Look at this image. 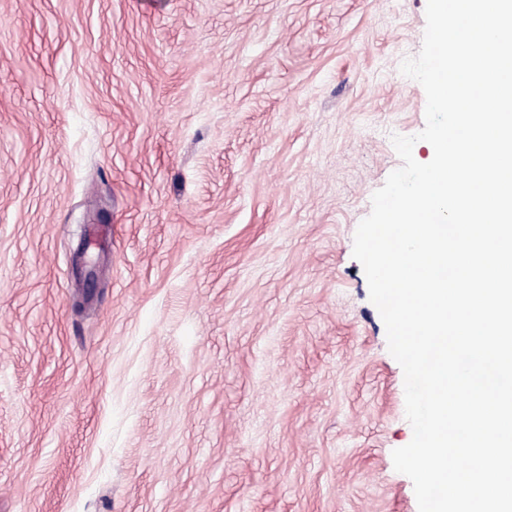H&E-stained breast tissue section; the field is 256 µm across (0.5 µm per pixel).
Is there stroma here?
Segmentation results:
<instances>
[{
  "instance_id": "obj_1",
  "label": "stroma",
  "mask_w": 512,
  "mask_h": 512,
  "mask_svg": "<svg viewBox=\"0 0 512 512\" xmlns=\"http://www.w3.org/2000/svg\"><path fill=\"white\" fill-rule=\"evenodd\" d=\"M426 5L0 0V512H418L353 243Z\"/></svg>"
}]
</instances>
